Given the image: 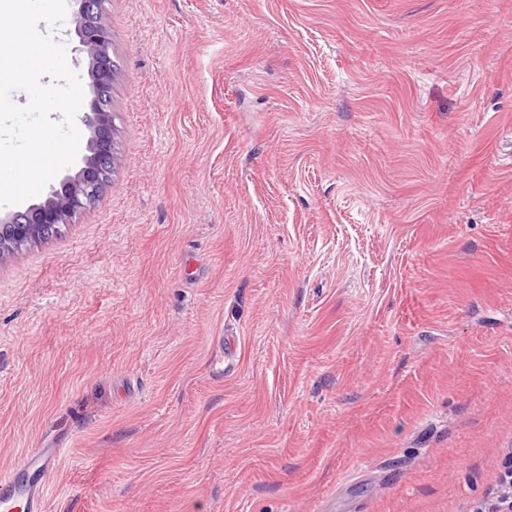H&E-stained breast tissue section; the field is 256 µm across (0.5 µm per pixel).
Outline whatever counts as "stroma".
I'll return each instance as SVG.
<instances>
[{"instance_id":"obj_1","label":"stroma","mask_w":512,"mask_h":512,"mask_svg":"<svg viewBox=\"0 0 512 512\" xmlns=\"http://www.w3.org/2000/svg\"><path fill=\"white\" fill-rule=\"evenodd\" d=\"M115 160L0 257L46 512H471L512 448V0H105Z\"/></svg>"}]
</instances>
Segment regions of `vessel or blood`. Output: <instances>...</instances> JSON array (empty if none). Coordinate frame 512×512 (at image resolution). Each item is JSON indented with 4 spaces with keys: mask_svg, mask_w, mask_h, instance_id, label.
<instances>
[{
    "mask_svg": "<svg viewBox=\"0 0 512 512\" xmlns=\"http://www.w3.org/2000/svg\"><path fill=\"white\" fill-rule=\"evenodd\" d=\"M58 451L36 448L0 478V512H45L43 487L56 468Z\"/></svg>",
    "mask_w": 512,
    "mask_h": 512,
    "instance_id": "1",
    "label": "vessel or blood"
}]
</instances>
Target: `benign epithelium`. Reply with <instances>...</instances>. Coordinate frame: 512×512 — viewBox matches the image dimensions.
<instances>
[{
    "label": "benign epithelium",
    "mask_w": 512,
    "mask_h": 512,
    "mask_svg": "<svg viewBox=\"0 0 512 512\" xmlns=\"http://www.w3.org/2000/svg\"><path fill=\"white\" fill-rule=\"evenodd\" d=\"M76 3L74 34L87 62L92 90L81 117L89 131L87 154L82 156L79 170L61 178L59 187L51 188L43 201L0 216V256L42 241L49 226L70 223L78 212L94 203L101 175L106 167L113 165L112 109L102 96V90L112 85L113 80L111 34L97 18L102 0H76Z\"/></svg>",
    "instance_id": "obj_1"
}]
</instances>
